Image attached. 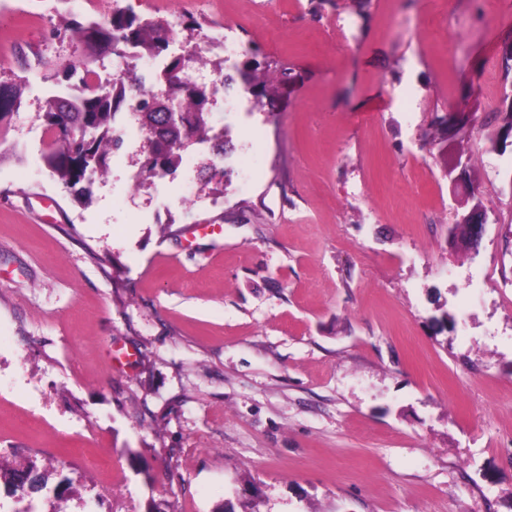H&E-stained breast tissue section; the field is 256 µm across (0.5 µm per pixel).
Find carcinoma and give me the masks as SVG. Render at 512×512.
Listing matches in <instances>:
<instances>
[{"mask_svg": "<svg viewBox=\"0 0 512 512\" xmlns=\"http://www.w3.org/2000/svg\"><path fill=\"white\" fill-rule=\"evenodd\" d=\"M72 40L80 54L70 63L66 77L77 83L66 92H52L46 99L44 112L47 130L53 139L43 150V165L64 188L72 191L82 181L97 175H108L112 152L119 142L113 137L115 118L123 110L130 111L133 121L146 130L148 150L142 152L141 173L148 177L163 176L177 168L182 152L190 143L208 144L212 155L226 153L224 129H217L210 120V99L216 89L205 83H191L182 78L192 67L194 56H174L157 77L160 92L142 87L136 73L128 71L104 79L96 69L104 54L136 59L158 57L169 48L164 26L152 20H139L125 10L117 9L104 20L88 18L71 25ZM504 82L512 80V37L502 40L499 47ZM235 74H225L224 87L235 83L257 98L268 95L272 82L263 79L264 72L253 68H234ZM167 96L177 102L181 121L167 124L165 113L157 100ZM22 92L13 85L0 84V122L20 108ZM497 127L486 135L493 149L506 145L512 135V93H504L500 107L494 113ZM436 129L450 141L462 160L465 153L463 131L451 132L441 124ZM212 163L202 166L199 175L204 185L215 184L212 192L224 193V176L215 173Z\"/></svg>", "mask_w": 512, "mask_h": 512, "instance_id": "carcinoma-1", "label": "carcinoma"}]
</instances>
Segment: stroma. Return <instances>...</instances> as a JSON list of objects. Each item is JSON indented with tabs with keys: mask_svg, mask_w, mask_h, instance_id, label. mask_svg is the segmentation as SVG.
<instances>
[{
	"mask_svg": "<svg viewBox=\"0 0 512 512\" xmlns=\"http://www.w3.org/2000/svg\"><path fill=\"white\" fill-rule=\"evenodd\" d=\"M117 8L177 31L163 60L225 23L275 76L212 107L223 195L184 163L129 193L119 153L80 203L43 166L70 24ZM510 35L512 0H0V443L114 449L136 512H512V145L480 129ZM460 112L457 190L428 132ZM477 199L473 254L448 227ZM22 103L21 89L13 85L0 84V123L20 108Z\"/></svg>",
	"mask_w": 512,
	"mask_h": 512,
	"instance_id": "1",
	"label": "stroma"
}]
</instances>
